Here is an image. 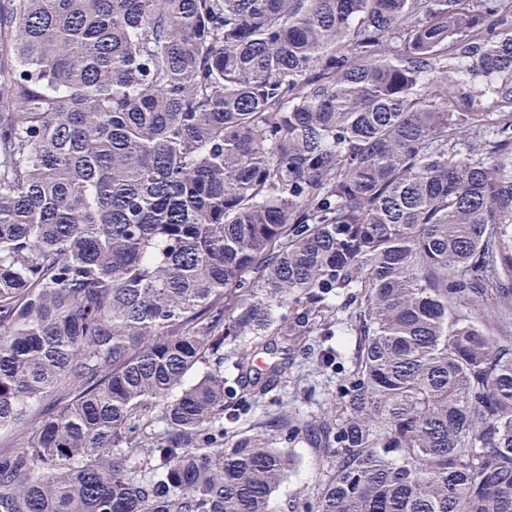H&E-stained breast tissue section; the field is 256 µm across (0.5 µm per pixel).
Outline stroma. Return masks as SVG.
Listing matches in <instances>:
<instances>
[{
  "label": "stroma",
  "mask_w": 512,
  "mask_h": 512,
  "mask_svg": "<svg viewBox=\"0 0 512 512\" xmlns=\"http://www.w3.org/2000/svg\"><path fill=\"white\" fill-rule=\"evenodd\" d=\"M356 340L346 324L329 320L302 338L288 367V376L266 392L240 400L226 393L224 430L228 433H257L263 422L287 411H299L308 420L319 421L328 401L355 357ZM277 445L288 450L294 466L273 494L271 512H316L314 490L326 473L329 452L301 434L284 426L277 433Z\"/></svg>",
  "instance_id": "stroma-1"
}]
</instances>
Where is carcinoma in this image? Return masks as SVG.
Wrapping results in <instances>:
<instances>
[{"instance_id": "carcinoma-1", "label": "carcinoma", "mask_w": 512, "mask_h": 512, "mask_svg": "<svg viewBox=\"0 0 512 512\" xmlns=\"http://www.w3.org/2000/svg\"><path fill=\"white\" fill-rule=\"evenodd\" d=\"M0 39V512H269L224 345L261 393L335 297L318 512H512V0H6Z\"/></svg>"}]
</instances>
